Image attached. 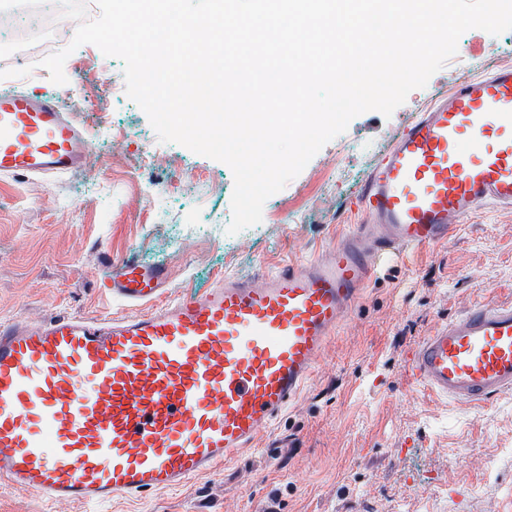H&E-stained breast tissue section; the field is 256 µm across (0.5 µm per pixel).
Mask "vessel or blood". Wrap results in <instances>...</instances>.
<instances>
[{"mask_svg":"<svg viewBox=\"0 0 512 512\" xmlns=\"http://www.w3.org/2000/svg\"><path fill=\"white\" fill-rule=\"evenodd\" d=\"M90 149L62 101L0 92V174L54 176ZM366 223L329 257L163 298L162 265H112L136 314L0 321V483L50 501L174 491L253 450L301 392L385 258L447 242L512 206V67L460 79L413 119L359 191ZM418 379L465 405L512 393V303L483 301L427 336Z\"/></svg>","mask_w":512,"mask_h":512,"instance_id":"b4317fda","label":"vessel or blood"}]
</instances>
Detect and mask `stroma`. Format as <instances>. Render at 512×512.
<instances>
[{"label":"stroma","mask_w":512,"mask_h":512,"mask_svg":"<svg viewBox=\"0 0 512 512\" xmlns=\"http://www.w3.org/2000/svg\"><path fill=\"white\" fill-rule=\"evenodd\" d=\"M512 67V30L471 29L457 53L391 116L354 118L237 235L225 163L160 141L124 93L123 63L94 45L66 60L65 108L90 134L79 170L0 176V320L123 316L104 261L163 264L166 292L257 277L324 257L366 221L359 187L404 127L463 76ZM481 300H512V207L487 205L448 242L382 265L258 453L177 491L107 504L0 488V512H512V394L464 406L409 365L441 323Z\"/></svg>","instance_id":"stroma-1"}]
</instances>
